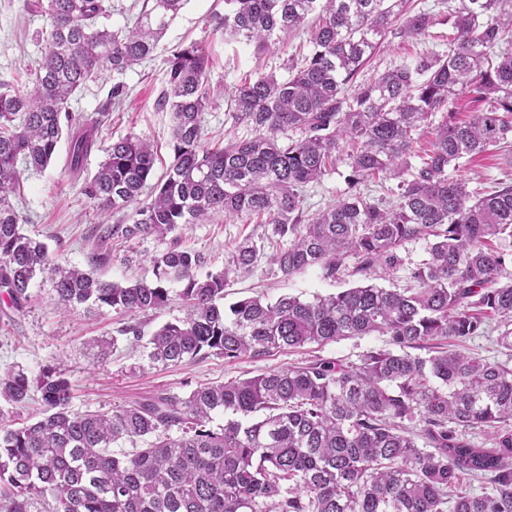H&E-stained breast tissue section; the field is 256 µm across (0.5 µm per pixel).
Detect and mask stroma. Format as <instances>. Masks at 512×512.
Segmentation results:
<instances>
[{
	"mask_svg": "<svg viewBox=\"0 0 512 512\" xmlns=\"http://www.w3.org/2000/svg\"><path fill=\"white\" fill-rule=\"evenodd\" d=\"M223 11L224 0H186L149 57L124 73H105L76 92L70 110L78 119L100 120L99 149L87 159L81 172L74 173L69 169L68 143L63 140L46 169L22 172L15 203L27 218L23 230L44 242L55 259L84 268L94 254L109 253V262L98 273L102 279L122 283L152 280L151 257L170 246L190 249L201 256L204 269L219 270L228 264L240 241L251 239L259 251L258 260L251 271L230 276L224 289V301L228 304L253 296L268 301L283 295L309 300L317 294H335L357 285L359 277L331 281L324 279L316 268L283 276L267 261L279 242L272 225L256 223L249 217L227 221L218 216L211 223L188 225L164 239L142 236L124 241L101 236L102 226L128 224L134 218L130 207L113 213L101 212L82 191L85 180L96 171L112 141L133 135L157 147L154 179L163 178L173 162L172 115L159 111L157 101L174 51L195 42L206 46L211 55L208 73L211 102L204 118L203 140L217 147L250 135L245 126L235 123L228 110L234 86L256 71L287 79L291 59L308 54L311 49L308 34L299 31L279 36L269 50L256 52L253 45L231 34L214 31L210 18ZM48 28V20L31 13L26 0H0V82H9L24 92L32 89L28 71L41 58L43 33ZM447 34V26L438 25L417 40L388 37L357 74L355 84L368 82L404 56L443 50ZM119 81L125 84L126 95L116 104L111 93L113 84ZM348 173L347 162L341 160L335 171L310 184L306 191L309 212L341 200ZM454 176L469 188L492 190L498 183L512 182V162L502 159L500 152H489L472 160H461ZM29 295L28 303L20 311L11 308L7 298L0 297V372L20 368L33 376L43 366L59 365L71 382V407L79 412L109 411L154 393L183 397L200 384L253 377L316 357L354 361L385 344L384 337L363 336L322 347L308 344L258 358L227 360L202 355L166 367L149 365L141 345L123 339L102 360L91 349V339L115 336L117 329L127 324L138 325L144 336H151L164 323L184 317L183 302L174 296L161 310L123 315L109 308L89 311L81 307L66 311L58 305L53 285L46 278L36 279Z\"/></svg>",
	"mask_w": 512,
	"mask_h": 512,
	"instance_id": "1",
	"label": "stroma"
}]
</instances>
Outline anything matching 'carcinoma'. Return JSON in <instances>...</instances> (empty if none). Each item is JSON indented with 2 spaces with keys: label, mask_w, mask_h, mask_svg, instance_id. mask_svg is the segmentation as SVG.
<instances>
[{
  "label": "carcinoma",
  "mask_w": 512,
  "mask_h": 512,
  "mask_svg": "<svg viewBox=\"0 0 512 512\" xmlns=\"http://www.w3.org/2000/svg\"><path fill=\"white\" fill-rule=\"evenodd\" d=\"M184 2L143 0L133 24L116 28L100 22L105 0L27 4L50 30L33 90L0 83V288L20 310L45 275L65 310L145 313L179 285L186 314L149 337L153 365L369 335L385 346L356 362L317 358L110 413L72 410L57 366L34 379L9 370L0 400L23 407L37 394L40 411L32 422L0 423V512H512V367L440 344L481 336L495 318L497 345L512 350V184L474 193L451 174L493 149L512 156V0H440L438 13H411L403 0H225L216 29L262 52L274 33L306 27L313 49L285 81L259 73L234 87L229 111L252 136L217 149L202 142L210 54L193 43L172 55L158 105L173 113L174 161L151 200L141 196L154 149L132 135L112 142L82 188L105 213L136 206L137 219L112 225V236L163 239L217 215L256 216L285 241L270 257L282 275L318 268L330 280L345 276L350 256L352 273L369 278L399 269L405 243L427 246L406 288L368 283L310 301L227 306L229 275L258 258L248 238L220 271L201 272L198 254L174 246L151 258L153 281L122 284L56 262L22 232L26 217L11 201L21 169L47 168L64 136L70 169H83L99 121L72 123L70 97L145 59ZM444 23L446 50L405 56L348 90L393 30L415 39ZM459 96L485 108L462 119L449 109ZM421 128L432 138L420 147ZM286 130L298 137L283 144ZM342 152L346 197L307 215L308 185ZM388 180L395 199L364 193ZM218 414L226 418L215 426ZM475 428L491 430L494 447H475ZM125 442L133 450L115 451ZM464 471L481 493L459 487Z\"/></svg>",
  "instance_id": "1"
}]
</instances>
